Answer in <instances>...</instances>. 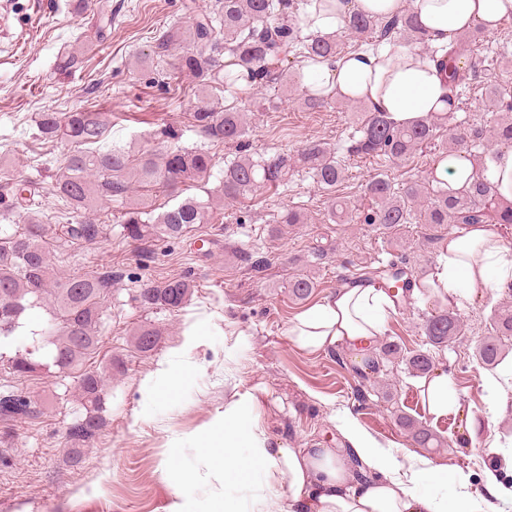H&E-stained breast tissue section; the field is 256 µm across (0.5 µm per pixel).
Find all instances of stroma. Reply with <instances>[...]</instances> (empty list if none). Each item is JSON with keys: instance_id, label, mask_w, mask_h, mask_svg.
I'll return each mask as SVG.
<instances>
[{"instance_id": "obj_1", "label": "stroma", "mask_w": 512, "mask_h": 512, "mask_svg": "<svg viewBox=\"0 0 512 512\" xmlns=\"http://www.w3.org/2000/svg\"><path fill=\"white\" fill-rule=\"evenodd\" d=\"M184 0H110L112 25L99 26L93 0H0V196L11 185L34 182L31 210L49 228L73 222L56 196L68 145L40 137L39 112H69L88 107L101 112L106 133L102 147L162 153L202 147L214 158L208 183L190 193L210 206L211 219L182 239L141 244L124 236L116 219L119 202L92 203L102 224L99 244L51 246V263L62 277L114 271L118 277L103 302L99 353L86 367L107 385L104 424L83 443L82 460L71 465L65 434L81 416L78 383L59 371L19 379L0 364V393L22 390L43 412L26 421L0 420V512H169L177 485L167 461L178 454L183 466L200 468L194 435L224 413L228 402L251 394L258 426L270 444L285 448L335 447L343 438L342 418L387 448H410L428 467L463 473L474 498L485 495L486 473L498 454L512 449V354L496 368L479 364L477 345L489 335L497 309L512 307V288L476 290L454 307L463 330L447 348L430 349L423 325L445 308L441 298L415 292L386 313V331L377 343L356 350L339 342L319 352L297 347L288 335L303 302L288 293L294 273L313 275L314 299L347 286L363 266L398 263L413 271L434 270L441 246L434 229L410 224L390 236L372 224H331L325 219L331 196L360 206L367 181L386 172L396 182L430 180L435 157L423 150L408 161L359 159L345 154L361 103L335 98L319 112L306 110L295 91L262 84L236 97L210 90L218 107L244 113L252 151L265 155L297 153L320 140L345 155L347 176L335 194L319 190L302 171L289 174L279 188H260L236 203L224 204L218 188L225 161L235 150L212 143L191 125L198 88L173 73L169 58L152 51L169 27H191ZM484 57L481 80L470 81L457 117L480 128L493 116L486 101L512 90V67L499 52L512 53V16L478 44ZM81 65L65 69L61 56ZM293 206L306 223L270 237L277 212ZM264 257L253 270L239 253ZM173 276L196 288L177 311L147 309L139 302L142 284ZM143 326L160 329L158 347L144 355L134 347ZM189 349L205 363L195 378L155 413H144L140 388L159 362ZM431 351L435 368L448 374L459 408L452 421H433L419 377L409 374L404 357ZM384 356L381 373L360 380L352 369L364 358ZM498 384L499 402L490 406L488 378ZM406 414L440 438L433 448L413 447L397 418Z\"/></svg>"}]
</instances>
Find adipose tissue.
Instances as JSON below:
<instances>
[{"mask_svg":"<svg viewBox=\"0 0 512 512\" xmlns=\"http://www.w3.org/2000/svg\"><path fill=\"white\" fill-rule=\"evenodd\" d=\"M417 13L433 45L444 46L451 35L481 27L496 31L512 15V0H335L327 8L311 0L302 15L305 29L332 34L344 24L349 9L389 17L403 7ZM302 83L312 93L358 101L369 110L385 112L402 124L443 111L447 88L425 55L412 48L369 47L332 62H305ZM512 283V245L495 225L477 224L449 235L437 259L430 285L435 292L462 304L475 289L496 291ZM387 295L372 285L337 290L299 312L288 331L301 349L318 351L338 342L361 348L385 331ZM193 371L181 354L142 387V406L152 410L170 400ZM427 411L434 419L447 416L458 405L446 372L438 370L422 381ZM346 447L282 448L270 445L253 418L250 396L226 405L221 419L195 438V448L208 477L219 484L208 502L184 494L199 483L197 471L184 469L178 458L168 460L177 478L170 512H271L272 487L285 489L288 502L282 512H478L479 504L466 480H458L452 498H434L420 492L422 479L446 481L447 470H414L407 479L397 476L395 456L371 436L346 426ZM236 480L252 489L248 507L224 491Z\"/></svg>","mask_w":512,"mask_h":512,"instance_id":"adipose-tissue-1","label":"adipose tissue"}]
</instances>
